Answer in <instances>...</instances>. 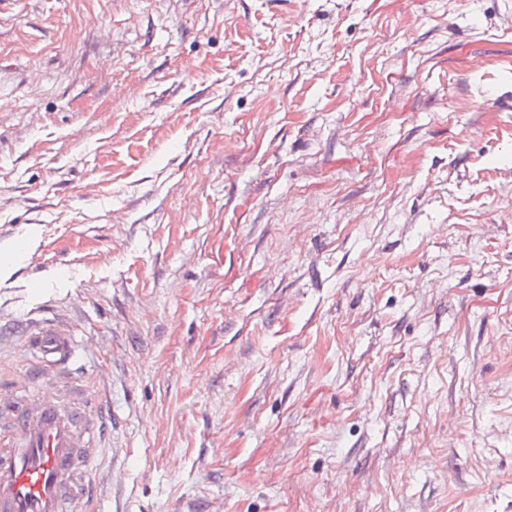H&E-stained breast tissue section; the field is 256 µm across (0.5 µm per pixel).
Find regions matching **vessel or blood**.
<instances>
[{"label":"vessel or blood","mask_w":512,"mask_h":512,"mask_svg":"<svg viewBox=\"0 0 512 512\" xmlns=\"http://www.w3.org/2000/svg\"><path fill=\"white\" fill-rule=\"evenodd\" d=\"M27 367L0 392L9 422L0 446V512H74L101 493L91 473L110 438L100 391L78 385L90 342L60 321L31 319L21 338Z\"/></svg>","instance_id":"vessel-or-blood-1"}]
</instances>
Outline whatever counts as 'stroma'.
I'll return each mask as SVG.
<instances>
[{"label":"stroma","instance_id":"obj_1","mask_svg":"<svg viewBox=\"0 0 512 512\" xmlns=\"http://www.w3.org/2000/svg\"><path fill=\"white\" fill-rule=\"evenodd\" d=\"M43 304L98 512H512V0H0V322Z\"/></svg>","mask_w":512,"mask_h":512}]
</instances>
